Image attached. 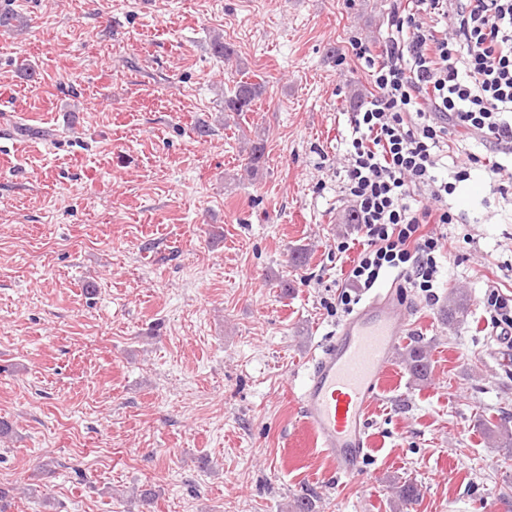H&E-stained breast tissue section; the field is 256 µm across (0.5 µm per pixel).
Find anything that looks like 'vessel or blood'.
<instances>
[{"label":"vessel or blood","instance_id":"b4317fda","mask_svg":"<svg viewBox=\"0 0 512 512\" xmlns=\"http://www.w3.org/2000/svg\"><path fill=\"white\" fill-rule=\"evenodd\" d=\"M409 311L395 288L380 290L319 347L300 386L304 425L339 476L360 474L376 401Z\"/></svg>","mask_w":512,"mask_h":512}]
</instances>
